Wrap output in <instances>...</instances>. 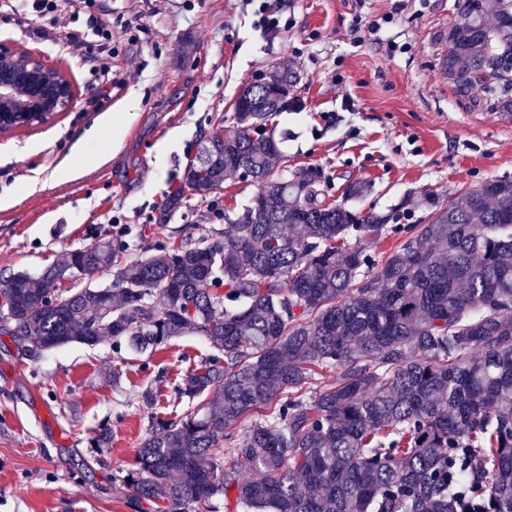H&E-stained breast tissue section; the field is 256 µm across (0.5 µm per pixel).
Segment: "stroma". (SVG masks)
Wrapping results in <instances>:
<instances>
[{
    "instance_id": "stroma-1",
    "label": "stroma",
    "mask_w": 512,
    "mask_h": 512,
    "mask_svg": "<svg viewBox=\"0 0 512 512\" xmlns=\"http://www.w3.org/2000/svg\"><path fill=\"white\" fill-rule=\"evenodd\" d=\"M460 0H98L112 15V83L99 88L80 49L0 17L12 41L69 75L76 100L45 124L0 134V281L37 278L108 233L125 260L176 236L226 229L256 189L239 177L201 198L187 195L168 223L157 218L203 139L231 132L235 102L262 74L297 76L295 108L267 127L289 171L316 167L327 199L359 212L424 223L408 196H439L512 179V120L459 102L441 70L439 36ZM287 19L255 27L259 5ZM379 23L371 32V23ZM396 51H389V43ZM133 119L119 145L110 117ZM93 162L63 170L78 144ZM365 183L350 197L348 188ZM215 350L172 339L155 355L111 339L72 344L33 360L0 334V512H138L120 489L153 420L182 413L174 390ZM152 389L154 399L141 393ZM107 429V447H89Z\"/></svg>"
}]
</instances>
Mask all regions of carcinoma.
Wrapping results in <instances>:
<instances>
[{
	"mask_svg": "<svg viewBox=\"0 0 512 512\" xmlns=\"http://www.w3.org/2000/svg\"><path fill=\"white\" fill-rule=\"evenodd\" d=\"M444 40L454 93L481 86L511 118L512 0H463ZM272 78L241 91L234 130L205 141L160 212L245 169L256 193L234 233L126 263L105 233L4 281L0 332L33 355L105 337L155 351L186 333L215 348L122 477L165 512L219 497L233 512H512V180L422 195L425 224L329 202L317 169L276 170L266 122L291 81ZM369 236L396 245L378 259ZM112 267L107 286H63Z\"/></svg>",
	"mask_w": 512,
	"mask_h": 512,
	"instance_id": "carcinoma-1",
	"label": "carcinoma"
}]
</instances>
